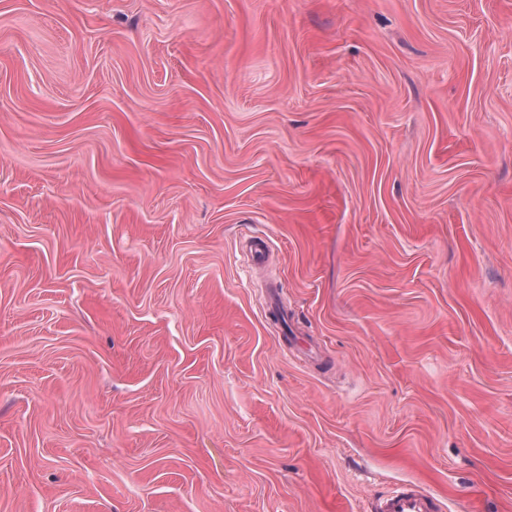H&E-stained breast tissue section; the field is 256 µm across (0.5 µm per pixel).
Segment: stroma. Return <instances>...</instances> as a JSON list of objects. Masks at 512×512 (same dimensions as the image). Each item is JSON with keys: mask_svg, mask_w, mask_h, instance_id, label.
Returning <instances> with one entry per match:
<instances>
[{"mask_svg": "<svg viewBox=\"0 0 512 512\" xmlns=\"http://www.w3.org/2000/svg\"><path fill=\"white\" fill-rule=\"evenodd\" d=\"M408 479L512 512V0H0V512Z\"/></svg>", "mask_w": 512, "mask_h": 512, "instance_id": "1", "label": "stroma"}]
</instances>
